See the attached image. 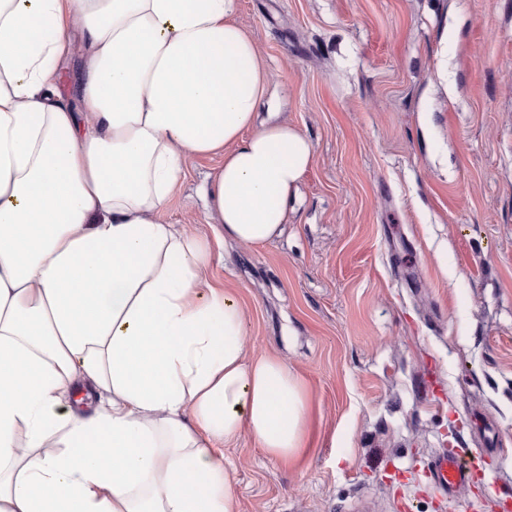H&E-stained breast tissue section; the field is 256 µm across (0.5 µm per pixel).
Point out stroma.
Segmentation results:
<instances>
[{"mask_svg":"<svg viewBox=\"0 0 512 512\" xmlns=\"http://www.w3.org/2000/svg\"><path fill=\"white\" fill-rule=\"evenodd\" d=\"M281 119L315 146L283 234L223 241L192 161L159 220L206 234L248 352L306 381L291 468L224 446L239 512H512V0H239ZM479 479L442 503L427 464ZM428 476L438 493L447 498L461 485H471L477 467L469 461L468 454L459 448L443 449L430 461Z\"/></svg>","mask_w":512,"mask_h":512,"instance_id":"35a3bbf8","label":"stroma"}]
</instances>
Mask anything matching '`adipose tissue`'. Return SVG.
<instances>
[{"mask_svg":"<svg viewBox=\"0 0 512 512\" xmlns=\"http://www.w3.org/2000/svg\"><path fill=\"white\" fill-rule=\"evenodd\" d=\"M237 12L0 0V512H238L225 442L285 466L308 451L305 381L248 357L206 237L157 217L219 156L208 223L264 245L314 162L260 120L269 72Z\"/></svg>","mask_w":512,"mask_h":512,"instance_id":"1","label":"adipose tissue"}]
</instances>
